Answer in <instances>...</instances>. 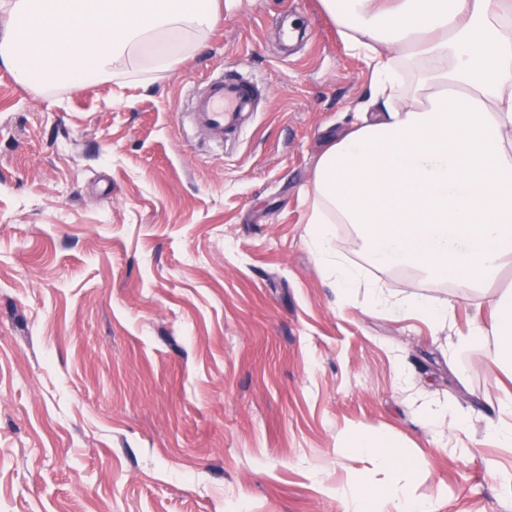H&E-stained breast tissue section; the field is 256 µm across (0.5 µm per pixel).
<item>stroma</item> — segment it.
Masks as SVG:
<instances>
[{
  "instance_id": "stroma-1",
  "label": "stroma",
  "mask_w": 512,
  "mask_h": 512,
  "mask_svg": "<svg viewBox=\"0 0 512 512\" xmlns=\"http://www.w3.org/2000/svg\"><path fill=\"white\" fill-rule=\"evenodd\" d=\"M231 64L264 100L219 147L180 115ZM370 84L319 0H241L147 83L35 91L0 66V512H344L349 475L381 480L343 445L356 426L435 512H512V447L483 441L493 342L448 344L481 298L371 266L455 307L438 329L370 312L305 242L319 153ZM402 365L467 432L434 444Z\"/></svg>"
}]
</instances>
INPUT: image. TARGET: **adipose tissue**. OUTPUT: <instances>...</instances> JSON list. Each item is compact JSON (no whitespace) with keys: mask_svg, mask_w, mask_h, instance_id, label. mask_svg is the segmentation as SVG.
<instances>
[{"mask_svg":"<svg viewBox=\"0 0 512 512\" xmlns=\"http://www.w3.org/2000/svg\"><path fill=\"white\" fill-rule=\"evenodd\" d=\"M240 0H0V65L24 85H79L169 71ZM371 72L368 115L322 150L308 188L307 241L341 290L370 310L433 327L450 304L391 296L334 246L351 225L374 266L400 267L482 295L512 267V0H320ZM473 336L512 378V294ZM473 336L458 337L461 345ZM348 448L385 483L342 495L345 512H430L403 478L390 437L362 428Z\"/></svg>","mask_w":512,"mask_h":512,"instance_id":"ef3b65f1","label":"adipose tissue"}]
</instances>
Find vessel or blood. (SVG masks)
Wrapping results in <instances>:
<instances>
[{"mask_svg": "<svg viewBox=\"0 0 512 512\" xmlns=\"http://www.w3.org/2000/svg\"><path fill=\"white\" fill-rule=\"evenodd\" d=\"M261 101L260 83L232 66L223 77L205 81L189 117L220 143L225 134L241 129L244 114L257 111Z\"/></svg>", "mask_w": 512, "mask_h": 512, "instance_id": "vessel-or-blood-1", "label": "vessel or blood"}]
</instances>
